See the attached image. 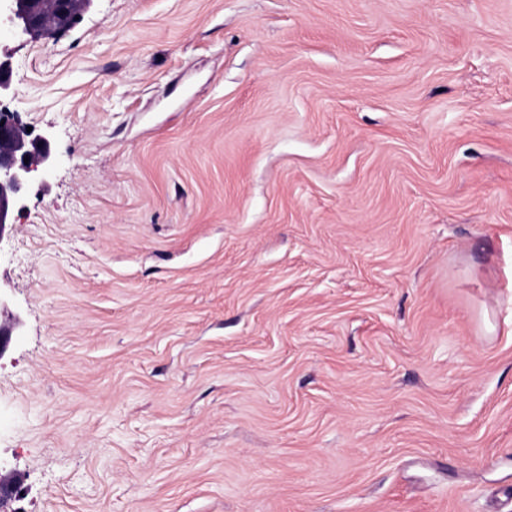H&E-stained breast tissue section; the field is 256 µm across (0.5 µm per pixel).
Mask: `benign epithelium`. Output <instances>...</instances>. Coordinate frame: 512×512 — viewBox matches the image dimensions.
Listing matches in <instances>:
<instances>
[{
    "label": "benign epithelium",
    "mask_w": 512,
    "mask_h": 512,
    "mask_svg": "<svg viewBox=\"0 0 512 512\" xmlns=\"http://www.w3.org/2000/svg\"><path fill=\"white\" fill-rule=\"evenodd\" d=\"M90 0H7L10 32L15 38L36 40L70 29ZM10 54L0 53V91L10 87ZM50 149L46 140L31 133L11 112L0 111V235L19 194L38 168L48 167Z\"/></svg>",
    "instance_id": "obj_1"
}]
</instances>
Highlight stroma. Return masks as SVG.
Instances as JSON below:
<instances>
[{
    "label": "stroma",
    "mask_w": 512,
    "mask_h": 512,
    "mask_svg": "<svg viewBox=\"0 0 512 512\" xmlns=\"http://www.w3.org/2000/svg\"><path fill=\"white\" fill-rule=\"evenodd\" d=\"M0 43V512H512V0ZM30 136L13 113L0 109V239L6 224H11L9 213L17 204L24 184L39 166L46 169L50 162L48 142ZM24 158H29L28 164Z\"/></svg>",
    "instance_id": "1"
}]
</instances>
